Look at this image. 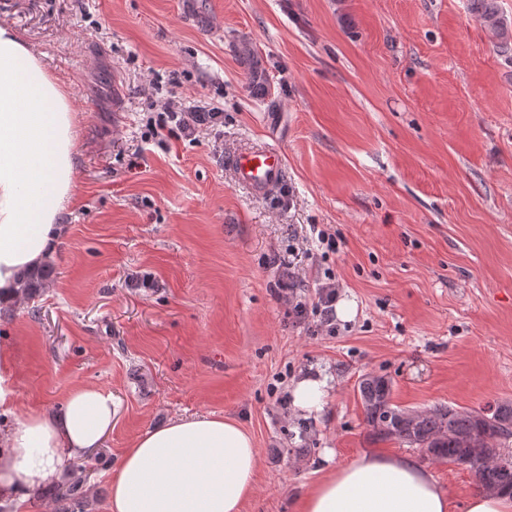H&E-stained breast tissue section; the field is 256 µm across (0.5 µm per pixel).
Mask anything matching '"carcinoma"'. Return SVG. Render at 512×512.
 Returning <instances> with one entry per match:
<instances>
[{
	"instance_id": "1",
	"label": "carcinoma",
	"mask_w": 512,
	"mask_h": 512,
	"mask_svg": "<svg viewBox=\"0 0 512 512\" xmlns=\"http://www.w3.org/2000/svg\"><path fill=\"white\" fill-rule=\"evenodd\" d=\"M470 8L483 24L508 38L497 0H470ZM51 262L22 274L20 294L37 296L52 279ZM364 418L379 441L396 440L427 449V457L448 461L470 470L485 490L512 492V405L497 404L487 410H460L440 404L408 418L392 403V389L383 376H367L359 384ZM70 479L56 491L57 512H84L87 499V467L69 465Z\"/></svg>"
}]
</instances>
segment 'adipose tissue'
Listing matches in <instances>:
<instances>
[{
    "label": "adipose tissue",
    "mask_w": 512,
    "mask_h": 512,
    "mask_svg": "<svg viewBox=\"0 0 512 512\" xmlns=\"http://www.w3.org/2000/svg\"><path fill=\"white\" fill-rule=\"evenodd\" d=\"M74 115L61 86L9 24L0 22V303L56 249L73 198ZM110 393L79 386L55 415H18L7 352H0V504L21 507L56 483L62 457L85 456L112 431ZM258 451L237 423L176 418L140 435L109 478L108 512H243ZM301 512H452L447 493L411 455L361 454L314 485Z\"/></svg>",
    "instance_id": "ef3b65f1"
}]
</instances>
